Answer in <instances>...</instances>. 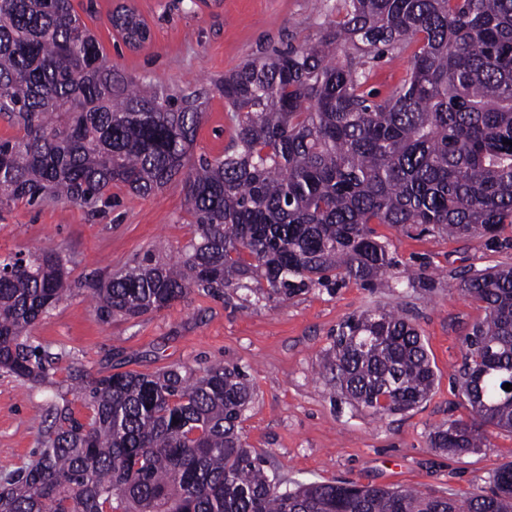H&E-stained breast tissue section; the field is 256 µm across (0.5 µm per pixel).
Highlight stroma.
<instances>
[{
  "instance_id": "stroma-1",
  "label": "stroma",
  "mask_w": 512,
  "mask_h": 512,
  "mask_svg": "<svg viewBox=\"0 0 512 512\" xmlns=\"http://www.w3.org/2000/svg\"><path fill=\"white\" fill-rule=\"evenodd\" d=\"M72 3L113 66L160 86L203 91L206 118L192 150L196 157L222 155L234 134L219 89L225 73L263 49L284 50L316 39L327 15L324 0ZM125 7L134 8L150 29L141 46L125 43L111 23ZM408 65V56L390 51L371 59L368 89L388 96ZM111 195L93 210L23 201L0 208V256L59 252L76 283L31 331L32 344L56 356L47 383L0 373V485L33 460L61 401H68L77 418L86 417L70 389L72 376L158 374L173 366L199 375L214 364L250 375L255 396L242 433L287 488L347 480L460 499L487 487L494 471L512 463V434L493 428L485 446L471 454L451 456L429 445L433 426L469 416L454 374L464 361L463 335L484 311L459 294L458 283L468 271L512 265L511 230L494 242L482 235L451 240L379 224L375 231L388 242L397 270L419 275V284L411 287L388 275L371 286L351 281L331 293L316 288L285 302H245L232 292L214 300L193 293L159 313L106 323L98 318L85 281L106 278L159 244L175 253L193 236L180 182L146 197L122 186ZM376 308L407 311L437 373L429 399L406 413L361 412L322 371L339 325Z\"/></svg>"
}]
</instances>
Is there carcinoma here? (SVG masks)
Wrapping results in <instances>:
<instances>
[{"label": "carcinoma", "mask_w": 512, "mask_h": 512, "mask_svg": "<svg viewBox=\"0 0 512 512\" xmlns=\"http://www.w3.org/2000/svg\"><path fill=\"white\" fill-rule=\"evenodd\" d=\"M130 45L149 38L132 9L112 15ZM415 47L383 99L369 56ZM345 61H336V50ZM234 136L186 169L204 120L202 92L135 80L109 64L72 0H0V205L93 207L122 185L148 196L181 180L194 237L176 261L146 252L88 285L98 317L137 318L191 293L291 300L314 288L372 284L393 267L371 225L462 238L512 227V0H336L320 37L224 75ZM483 304L464 337L456 385L469 417L430 432L463 454L487 428L512 433V266L462 277ZM71 291L58 252L0 259V369L43 381L51 354L32 328ZM341 397L370 415L407 412L435 385L418 327L368 310L339 327L324 358ZM92 415L56 409L35 459L0 488V512H512V463L465 500L350 482L281 488L247 447V374L75 379Z\"/></svg>", "instance_id": "carcinoma-1"}]
</instances>
